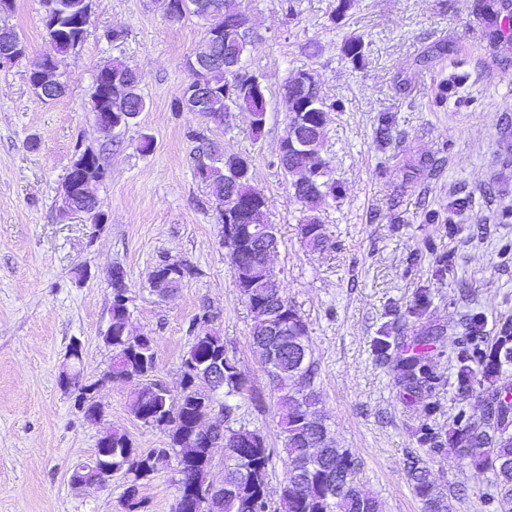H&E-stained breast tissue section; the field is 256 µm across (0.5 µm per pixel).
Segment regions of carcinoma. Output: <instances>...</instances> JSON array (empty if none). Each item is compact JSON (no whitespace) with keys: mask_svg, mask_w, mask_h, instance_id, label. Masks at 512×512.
<instances>
[{"mask_svg":"<svg viewBox=\"0 0 512 512\" xmlns=\"http://www.w3.org/2000/svg\"><path fill=\"white\" fill-rule=\"evenodd\" d=\"M60 3L64 16L60 23L46 29V34L55 45L60 64L75 41L84 40L91 18L92 0H45ZM166 14L173 20L194 15L206 21L207 32L224 34L230 26L231 39L224 38L212 50L225 55L229 52L244 58L256 45L257 35L251 29H240L246 18L240 0H165ZM117 77L112 85V111L122 112L129 107L133 112H143L145 101L139 93V74L123 61L114 60L103 67ZM208 89L204 111L210 119H224L228 112H256L257 99L252 87L238 76L222 67H212L201 75ZM288 112L287 128L302 122L301 128L310 135L314 146L310 152L293 156H279V162L288 176L294 177L291 187L295 198L310 211L302 225V239L310 250L324 248L326 235L323 225L313 215L329 200L336 199V182L329 178V162L322 157L325 127L328 113L338 105L319 95V104L309 107L301 94L283 96ZM252 161L236 155L222 159V166L213 165L201 171L196 164V177L211 188L218 202L228 197L229 186L236 178V167ZM230 267L237 264L248 266L244 274L252 287L241 288L239 293L251 315V340L272 346L286 343L291 347L288 355L279 358L275 368L267 374L278 391V426L283 440L285 458L284 480L288 481V492L280 496L278 504H272L268 496V467L271 450L264 436L257 430L230 425L232 415L240 409L241 399L251 392L248 379L240 372L224 369L221 387L224 402L223 434L236 444L227 449L229 463L224 467L221 480L220 512H253L254 504L269 506V512H381V506L373 497L360 490L358 485L362 462L349 448L339 446L330 433L326 414L321 407V393L317 388V365L308 324L295 304L286 300L281 288L275 287L276 277L270 266L255 248L242 242L227 250ZM112 287V379L127 383L146 381L153 376L157 366V342L152 336H143L136 344H129L125 334L130 332L127 318L117 311L121 293L128 290L123 282L113 281ZM274 305L288 313V335L275 336L268 331L264 314L268 306ZM435 333L418 336L412 346L416 352L396 360L397 384L407 393L419 397L429 386L430 375L425 360L428 350L435 346ZM224 362L231 361L224 340L217 335L197 337L186 355L197 364H210L217 355ZM481 362L482 376L488 383V395L480 422L464 425L453 422L448 430L433 434L425 430L421 442L430 445L434 452L445 446L457 451L459 461L468 460L480 465L493 476L492 499L498 512H512V382L503 379L502 367L512 362V319L501 322L494 344L484 350L475 347L462 350L456 356V384L467 389L473 381L469 361ZM212 397L194 382L192 369L182 373L180 390L177 393L154 390L149 386L134 390L132 406L142 412V423L167 433L169 446L140 451L133 447L126 433L112 431V468L122 474L124 491L121 503L128 512H140L144 500L139 497L140 481L161 469L174 468L178 474L179 496L172 512H193L195 498L188 494L195 474L209 472V460L199 456L176 467L177 451L190 448L195 430L196 410L202 400ZM409 477L415 494L423 503L424 512H452L451 496L432 484L425 467L414 462L409 467Z\"/></svg>","mask_w":512,"mask_h":512,"instance_id":"carcinoma-1","label":"carcinoma"}]
</instances>
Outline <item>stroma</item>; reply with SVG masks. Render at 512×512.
<instances>
[{
	"label": "stroma",
	"instance_id": "35a3bbf8",
	"mask_svg": "<svg viewBox=\"0 0 512 512\" xmlns=\"http://www.w3.org/2000/svg\"><path fill=\"white\" fill-rule=\"evenodd\" d=\"M485 0H245L260 36L249 58L262 77L267 119L253 135L249 118L223 123L173 109L190 80L185 60L205 41L196 17L174 21L158 0H92L84 41L65 59L63 97L45 103L29 83L33 65L54 47L42 0H14L0 11L27 45L24 58L0 67V512H121L122 476L103 489L71 484L73 467L94 456L108 429L135 448H164L168 438L133 414L130 384L110 381L112 348L107 274H126L133 333L157 341L156 379L178 390L181 365L196 337L222 336L253 386L237 424L259 430L271 450L268 491L283 481L277 393L250 340L251 316L220 244L217 205L194 175L198 141L250 157L253 184L268 200L267 223L280 241L270 265L285 296L305 318L318 367L316 384L340 445L363 462L364 493L383 512H423L407 473L419 457L439 487H454L455 512H495L492 476L460 467L452 449L426 452L415 430L470 421L484 408L483 386L459 392L455 356L469 319L493 338L512 318V36L489 39ZM121 31L112 39V31ZM361 37L352 63L345 41ZM120 59L141 76L146 107L112 137L100 133L90 93L98 70ZM313 70L324 95L342 102L329 113L323 156L338 190L319 212L327 242L309 251L307 215L278 160L288 123L281 98L287 77ZM455 79L435 106L441 80ZM394 117L378 143L381 113ZM149 151H141L143 137ZM201 138V139H202ZM93 147L106 176L95 188L105 215L94 232L82 215H63L59 192L77 148ZM465 206H457V199ZM437 223L424 219L426 210ZM184 259L192 273L168 299L151 292L161 259ZM210 312L212 319L195 323ZM442 328L429 364L434 387L404 403L390 371L401 337ZM80 345L78 386L60 381L72 345ZM95 386L103 417L85 419L79 386ZM146 512H172L177 475L164 469L144 481Z\"/></svg>",
	"mask_w": 512,
	"mask_h": 512
}]
</instances>
